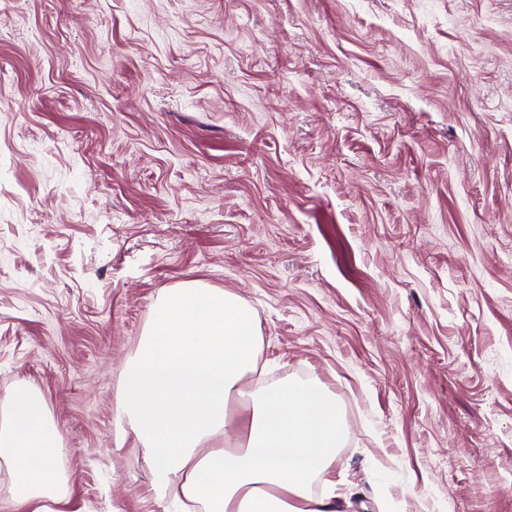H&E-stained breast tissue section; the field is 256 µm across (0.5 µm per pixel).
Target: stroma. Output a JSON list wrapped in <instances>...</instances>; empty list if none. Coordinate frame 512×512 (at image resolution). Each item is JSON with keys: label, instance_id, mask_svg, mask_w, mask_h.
I'll return each instance as SVG.
<instances>
[{"label": "stroma", "instance_id": "35a3bbf8", "mask_svg": "<svg viewBox=\"0 0 512 512\" xmlns=\"http://www.w3.org/2000/svg\"><path fill=\"white\" fill-rule=\"evenodd\" d=\"M191 279L336 395L352 512H512V0H0V395L63 512H164L115 405ZM0 470L14 487L13 512H61L69 480L59 462L67 450L51 424L42 397L19 384L0 401Z\"/></svg>", "mask_w": 512, "mask_h": 512}]
</instances>
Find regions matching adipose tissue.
<instances>
[{"label": "adipose tissue", "instance_id": "1", "mask_svg": "<svg viewBox=\"0 0 512 512\" xmlns=\"http://www.w3.org/2000/svg\"><path fill=\"white\" fill-rule=\"evenodd\" d=\"M262 350L255 309L233 292L188 280L158 296L138 352L124 366L115 416L147 458L158 500L183 512H340L312 498L336 465L341 406L315 380L248 388ZM243 428L230 445L231 399ZM64 454L42 397L19 384L0 399V469L13 512H59L69 496Z\"/></svg>", "mask_w": 512, "mask_h": 512}]
</instances>
